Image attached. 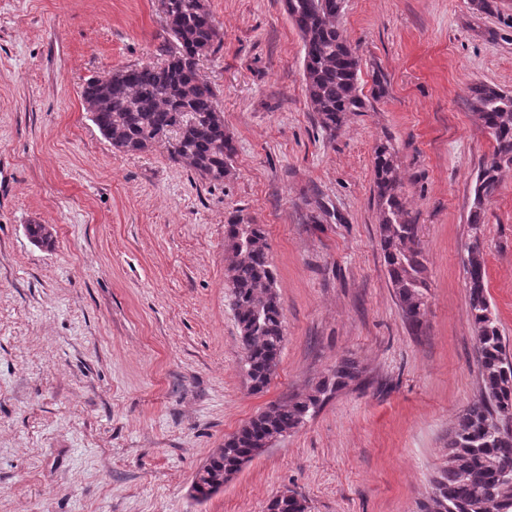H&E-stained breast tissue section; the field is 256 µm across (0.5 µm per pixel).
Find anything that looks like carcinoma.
Here are the masks:
<instances>
[{"label": "carcinoma", "instance_id": "obj_1", "mask_svg": "<svg viewBox=\"0 0 512 512\" xmlns=\"http://www.w3.org/2000/svg\"><path fill=\"white\" fill-rule=\"evenodd\" d=\"M171 46L164 60L114 70L85 83L81 97L91 120L113 149L141 153L157 146L170 158L210 183L232 171L236 146L224 126L216 88L200 73V62L219 48L224 34L207 0H159ZM471 9L494 16L512 28L500 0H470ZM288 19L304 49L303 81L307 103L319 127L336 135L349 117L366 112L388 92L386 74L372 75L370 95L359 87L360 58L343 34L344 0H285ZM469 105L493 137V161L484 163L472 185L471 236L482 238L486 205L499 187V173L512 166V93L488 84L470 89ZM398 154L390 141L373 151V200L379 212L378 235L388 280L403 321L416 335L426 315V256L418 225L404 201ZM314 224L338 220L336 211L316 202ZM25 232L38 247L54 243L53 228L28 224ZM224 246L234 261L225 273L239 329L241 368L250 390L263 392L280 365L285 326L270 245L261 224L240 215L224 225ZM484 248L468 251V315L476 333L481 384L448 437L445 461L431 480L419 512H512V354L487 292ZM363 368L353 358L336 363L314 386L286 403H273L224 440V454L211 458L194 480L200 489L221 484L239 472L241 458L255 451L258 439L297 431L336 392L357 382ZM270 512H309L305 497L292 490L269 503Z\"/></svg>", "mask_w": 512, "mask_h": 512}]
</instances>
